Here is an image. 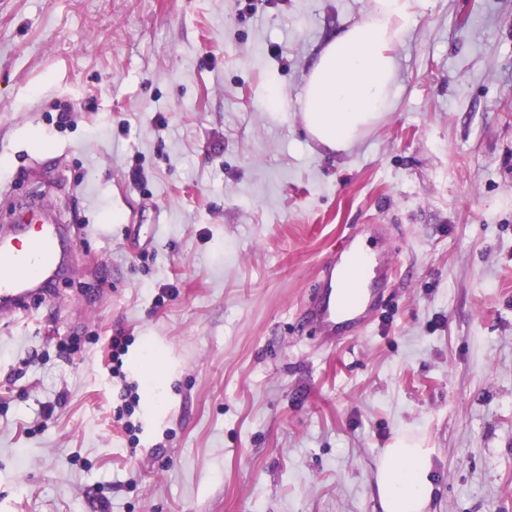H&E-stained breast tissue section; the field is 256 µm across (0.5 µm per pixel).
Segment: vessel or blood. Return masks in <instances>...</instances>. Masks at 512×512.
Wrapping results in <instances>:
<instances>
[{"mask_svg": "<svg viewBox=\"0 0 512 512\" xmlns=\"http://www.w3.org/2000/svg\"><path fill=\"white\" fill-rule=\"evenodd\" d=\"M57 229L50 224L39 225L25 238H0V313L20 309L30 296L29 286L48 277L55 259ZM374 306L364 292H357L353 301L337 302L331 293H324L310 311L311 320L321 329L328 342L336 340L338 319L358 325L367 324Z\"/></svg>", "mask_w": 512, "mask_h": 512, "instance_id": "obj_1", "label": "vessel or blood"}]
</instances>
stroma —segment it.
Here are the masks:
<instances>
[{"label":"stroma","mask_w":512,"mask_h":512,"mask_svg":"<svg viewBox=\"0 0 512 512\" xmlns=\"http://www.w3.org/2000/svg\"><path fill=\"white\" fill-rule=\"evenodd\" d=\"M370 6L0 0V231L43 206L65 249L0 315V512H382L400 440L429 512H512V0H419L336 153L299 101ZM350 233L380 308L329 345L302 316ZM430 451L398 442L377 464L376 492L383 512H424L431 496Z\"/></svg>","instance_id":"1"}]
</instances>
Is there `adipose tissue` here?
Wrapping results in <instances>:
<instances>
[{"instance_id": "obj_1", "label": "adipose tissue", "mask_w": 512, "mask_h": 512, "mask_svg": "<svg viewBox=\"0 0 512 512\" xmlns=\"http://www.w3.org/2000/svg\"><path fill=\"white\" fill-rule=\"evenodd\" d=\"M414 0H373L367 18L339 30L316 54L304 86L302 124L309 137L335 152L394 105L398 59ZM430 451L404 443L384 449L376 492L383 512H425L431 496Z\"/></svg>"}]
</instances>
